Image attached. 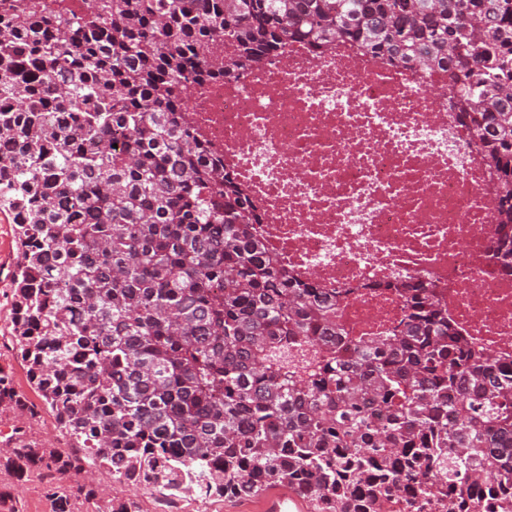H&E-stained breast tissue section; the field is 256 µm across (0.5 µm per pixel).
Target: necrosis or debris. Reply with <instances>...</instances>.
<instances>
[{
    "instance_id": "necrosis-or-debris-1",
    "label": "necrosis or debris",
    "mask_w": 512,
    "mask_h": 512,
    "mask_svg": "<svg viewBox=\"0 0 512 512\" xmlns=\"http://www.w3.org/2000/svg\"><path fill=\"white\" fill-rule=\"evenodd\" d=\"M181 121L251 198L264 248L339 292L350 335H386L401 286L423 283L470 342L512 357V274L490 252L495 189L446 71L293 41L197 85Z\"/></svg>"
}]
</instances>
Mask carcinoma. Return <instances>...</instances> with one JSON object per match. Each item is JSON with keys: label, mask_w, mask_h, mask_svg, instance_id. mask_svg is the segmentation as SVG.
<instances>
[{"label": "carcinoma", "mask_w": 512, "mask_h": 512, "mask_svg": "<svg viewBox=\"0 0 512 512\" xmlns=\"http://www.w3.org/2000/svg\"><path fill=\"white\" fill-rule=\"evenodd\" d=\"M221 35L226 75L336 39L448 70L512 272V0H95L80 16L20 0L0 13L12 336L72 444L15 425L0 467L73 478L54 512L101 502L92 463L169 502L286 486L310 512H512V360L462 337L427 285L404 288L389 335L349 338L338 296L265 250L249 197L179 122ZM25 406L0 369V412ZM235 45L230 40L223 38L215 39L205 47L207 56L212 69L224 71V64L228 63L234 55Z\"/></svg>", "instance_id": "cac0c4a2"}]
</instances>
